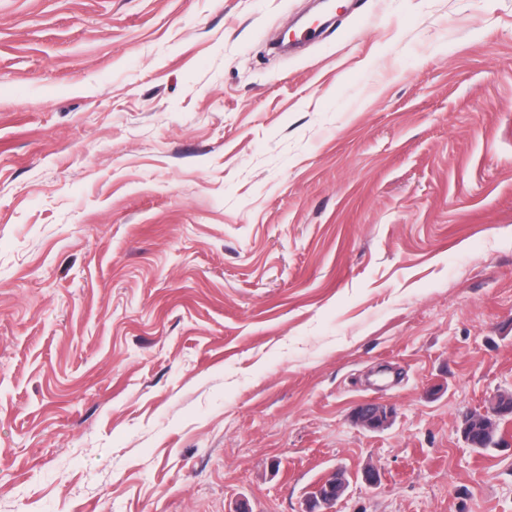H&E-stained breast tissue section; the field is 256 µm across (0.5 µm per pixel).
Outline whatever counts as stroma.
Segmentation results:
<instances>
[{
	"mask_svg": "<svg viewBox=\"0 0 512 512\" xmlns=\"http://www.w3.org/2000/svg\"><path fill=\"white\" fill-rule=\"evenodd\" d=\"M346 4L0 0V512H512V0ZM512 400V393H497L489 401V405L484 412H470L467 416L478 421L482 426L484 436L487 440H499V425L502 419L512 418V405H507L508 413L501 417L502 407L507 401ZM478 423H471L466 430V434H471L472 441L476 445L475 448H486L490 446L482 436L481 426ZM389 417L390 411L375 403L362 404L354 411L355 421L370 430L383 429L387 425ZM348 488V481L339 472H333L319 481L310 491L304 512H334L336 502ZM326 490V494L323 490Z\"/></svg>",
	"mask_w": 512,
	"mask_h": 512,
	"instance_id": "35a3bbf8",
	"label": "stroma"
}]
</instances>
